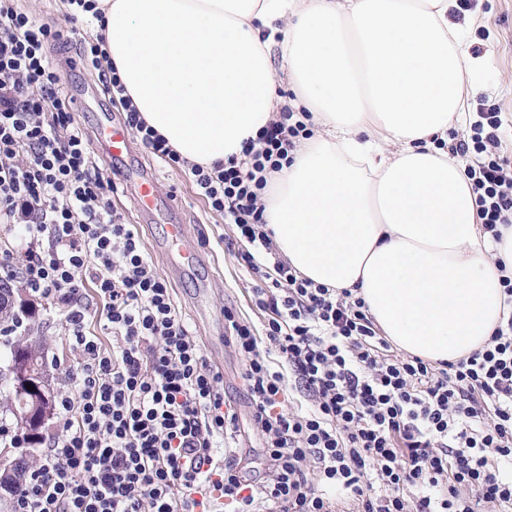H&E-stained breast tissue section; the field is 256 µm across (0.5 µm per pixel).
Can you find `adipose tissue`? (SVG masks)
I'll return each instance as SVG.
<instances>
[{"label":"adipose tissue","mask_w":512,"mask_h":512,"mask_svg":"<svg viewBox=\"0 0 512 512\" xmlns=\"http://www.w3.org/2000/svg\"><path fill=\"white\" fill-rule=\"evenodd\" d=\"M107 49L133 105L182 158L240 155L283 104L279 48L311 138L272 175L266 220L300 273L358 289L405 353L454 361L503 310L512 225L480 231L466 163L448 150L490 67L463 49L456 0H98Z\"/></svg>","instance_id":"adipose-tissue-1"}]
</instances>
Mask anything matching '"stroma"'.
Returning <instances> with one entry per match:
<instances>
[{"instance_id":"35a3bbf8","label":"stroma","mask_w":512,"mask_h":512,"mask_svg":"<svg viewBox=\"0 0 512 512\" xmlns=\"http://www.w3.org/2000/svg\"><path fill=\"white\" fill-rule=\"evenodd\" d=\"M469 26V47L489 56L492 66L484 73H468L466 82L474 87L476 97L499 108L500 155L512 165V0H481ZM132 147L131 163L156 172L161 192L175 196L186 236L200 253V262L183 273L171 263L169 251L157 250V243L167 236L165 221L141 212L126 183H119L112 204L126 223L140 226L146 250L171 285L182 319L197 334L207 362L224 375V398L238 414V430L224 442L225 459L236 460L245 471L262 468V439L252 423V407L241 377L242 359L224 342L225 308H232L241 319L257 326L265 319L252 300L254 282L234 257V228L207 209L184 173L151 156L140 142H133ZM35 306L31 333L47 339L45 356L56 387L69 386L76 354L64 336L63 313L43 300L36 301Z\"/></svg>"}]
</instances>
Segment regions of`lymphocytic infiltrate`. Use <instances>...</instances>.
I'll return each instance as SVG.
<instances>
[{
	"instance_id": "f902f5d3",
	"label": "lymphocytic infiltrate",
	"mask_w": 512,
	"mask_h": 512,
	"mask_svg": "<svg viewBox=\"0 0 512 512\" xmlns=\"http://www.w3.org/2000/svg\"><path fill=\"white\" fill-rule=\"evenodd\" d=\"M64 25L0 0V223L18 230L0 274L64 315L78 361L55 397V426L14 512H512V275L506 313L486 343L453 362L398 353L362 297L280 260L265 189L310 129L284 107L240 156L189 163L147 125L114 66L95 0H66ZM78 43L69 67L97 73L101 95L153 156L187 175L234 225L238 264L255 275V326L225 310L226 338L263 438L268 471L247 477L213 450L237 430L224 376L182 321L142 235L112 206L118 187L89 146L54 45ZM502 119L478 108L451 150L483 232L512 224V169ZM100 314L111 344L91 330ZM309 402L288 411V392Z\"/></svg>"
}]
</instances>
